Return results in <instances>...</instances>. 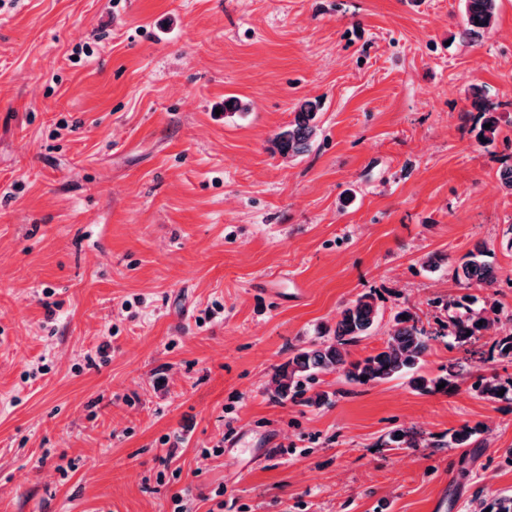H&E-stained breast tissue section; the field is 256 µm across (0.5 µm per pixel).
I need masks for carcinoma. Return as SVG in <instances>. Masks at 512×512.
I'll use <instances>...</instances> for the list:
<instances>
[{
	"label": "carcinoma",
	"mask_w": 512,
	"mask_h": 512,
	"mask_svg": "<svg viewBox=\"0 0 512 512\" xmlns=\"http://www.w3.org/2000/svg\"><path fill=\"white\" fill-rule=\"evenodd\" d=\"M463 2L464 38L471 39L491 28L496 16L497 0ZM315 115L314 103L306 101L300 105L294 112L293 120L276 134L275 146L281 154L294 157L309 151L317 131ZM484 123L490 125V128H480L478 135L492 142L499 131L500 117L489 112ZM482 256L481 246H475L463 257L461 263L452 267V277L465 288L474 284L495 283L497 274ZM447 308L453 310V313L448 316L447 323L435 330L426 328L421 318L410 308L400 309L393 316L383 347L373 354L352 360L349 347L370 335L378 317V308L372 295L359 296L342 311L341 319L336 322L332 332L297 350L276 368L272 398L306 404L312 401L317 404L319 400H311L306 393L321 373L335 372L347 383L356 385L389 381L416 370L429 351L431 342L440 336L464 345L478 339L504 320L512 323V316L501 319L499 309L494 305L474 308L470 302L454 300L447 303ZM464 379L472 380L470 388L478 397L497 399L498 392L504 389L497 378L475 372L460 362L448 365V373L442 377L418 375L410 378V383L421 393H432L441 383L448 388ZM476 433V429L464 426L450 434L448 444L456 448H468L473 444ZM473 512H512V496L478 501Z\"/></svg>",
	"instance_id": "obj_1"
}]
</instances>
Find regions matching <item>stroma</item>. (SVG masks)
<instances>
[{
  "instance_id": "1",
  "label": "stroma",
  "mask_w": 512,
  "mask_h": 512,
  "mask_svg": "<svg viewBox=\"0 0 512 512\" xmlns=\"http://www.w3.org/2000/svg\"><path fill=\"white\" fill-rule=\"evenodd\" d=\"M462 25V0L0 5V512H432L439 495L471 512L512 494V398L335 373L323 405L270 395L361 294L379 315L355 358L402 307L432 326L466 294L512 313V0L473 41ZM306 101L318 134L282 156ZM478 243L498 282L466 289L449 269ZM281 273L301 294L272 290ZM466 424L471 447H437Z\"/></svg>"
}]
</instances>
